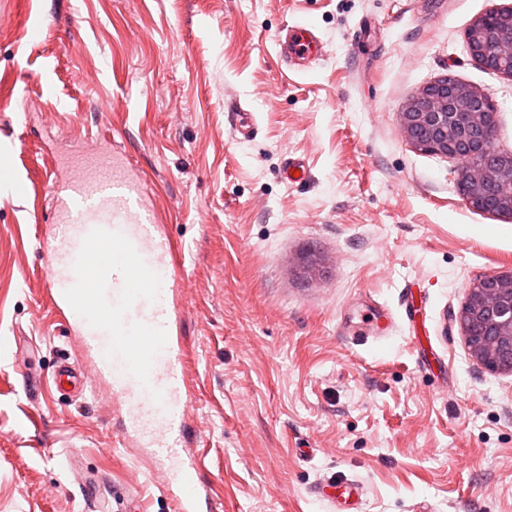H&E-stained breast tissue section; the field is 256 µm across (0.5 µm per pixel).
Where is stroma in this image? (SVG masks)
<instances>
[{
	"mask_svg": "<svg viewBox=\"0 0 512 512\" xmlns=\"http://www.w3.org/2000/svg\"><path fill=\"white\" fill-rule=\"evenodd\" d=\"M512 0H0V512H177L168 469L123 446L109 383L48 386L77 337L50 305L39 239L109 142L182 242L186 445L211 512H512V374L481 369L456 319L466 285L512 266V216L477 211L457 160L399 114L445 76L484 91L512 152V79L465 32ZM312 25L321 57L275 40ZM251 112L249 137L234 107ZM307 164L285 180L288 157ZM428 333L413 339L406 293ZM394 328L380 338L369 308ZM316 494L326 504L329 512H358L356 510L361 503L359 485L347 479L329 482L320 487Z\"/></svg>",
	"mask_w": 512,
	"mask_h": 512,
	"instance_id": "1",
	"label": "stroma"
}]
</instances>
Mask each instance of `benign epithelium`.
<instances>
[{
  "label": "benign epithelium",
  "instance_id": "obj_1",
  "mask_svg": "<svg viewBox=\"0 0 512 512\" xmlns=\"http://www.w3.org/2000/svg\"><path fill=\"white\" fill-rule=\"evenodd\" d=\"M493 55L500 73L512 78V35L494 41ZM461 113L496 118L486 93L477 88L463 89L445 76L410 98L400 113V122L415 148L464 163L469 179L464 200L471 207L491 213L487 188L494 183L512 186V153L495 147L494 123L477 134L458 133L457 116ZM458 320L477 363L491 371L512 374V267L469 283ZM488 320L493 332L475 331Z\"/></svg>",
  "mask_w": 512,
  "mask_h": 512
}]
</instances>
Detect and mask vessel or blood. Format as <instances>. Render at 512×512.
Here are the masks:
<instances>
[{"label": "vessel or blood", "mask_w": 512, "mask_h": 512, "mask_svg": "<svg viewBox=\"0 0 512 512\" xmlns=\"http://www.w3.org/2000/svg\"><path fill=\"white\" fill-rule=\"evenodd\" d=\"M313 27L295 26L280 43L285 63L320 53ZM56 185L67 189L58 207L59 232L46 241L51 305L81 339L83 352L124 401L134 432L160 463L181 462L182 431L192 403L184 372L181 316L170 297L183 260L182 246L146 221L153 206L134 164L113 157L108 171L83 178L63 168ZM329 512H357V482L319 488ZM207 485L177 500V512H203Z\"/></svg>", "instance_id": "obj_1"}]
</instances>
